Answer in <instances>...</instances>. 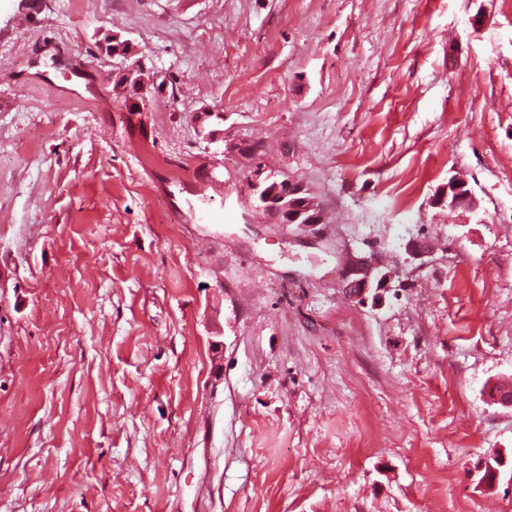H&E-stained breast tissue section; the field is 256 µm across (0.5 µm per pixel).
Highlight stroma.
Returning <instances> with one entry per match:
<instances>
[{
	"label": "stroma",
	"instance_id": "35a3bbf8",
	"mask_svg": "<svg viewBox=\"0 0 512 512\" xmlns=\"http://www.w3.org/2000/svg\"><path fill=\"white\" fill-rule=\"evenodd\" d=\"M502 380L512 0H0V512H512ZM205 139L210 143L222 142V151L220 152L222 156L231 155L243 158V154H246V157L251 160L255 157V154L248 149V144L245 141L235 138L229 139L224 136V131H218ZM263 173L264 170L261 167L255 166L251 178L253 199L259 198L262 201V206H254L257 212L273 217L279 224L313 225L318 222L316 217L302 219L305 211L298 207L299 203L297 202V196L304 191L300 182L294 179L288 181L290 176L273 173L269 178L271 183H285L277 185L273 190L265 191L261 181ZM452 209H462L473 212L478 208V201L471 190L463 191L454 180L448 182V192L442 199ZM344 277L347 281V287L360 300L365 299V295L374 290V299L379 297V292L383 288H388L391 280V274L382 272L371 256L352 254L345 267Z\"/></svg>",
	"mask_w": 512,
	"mask_h": 512
}]
</instances>
